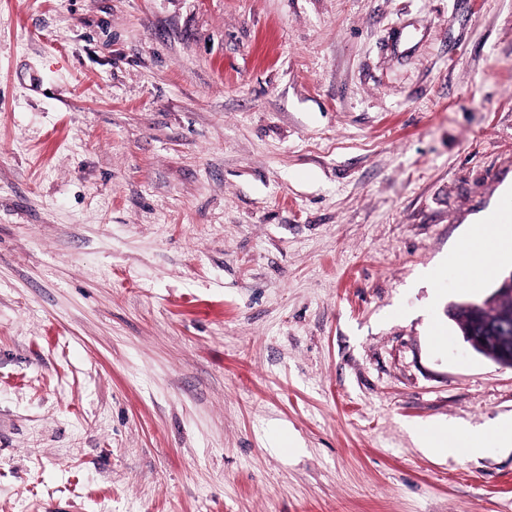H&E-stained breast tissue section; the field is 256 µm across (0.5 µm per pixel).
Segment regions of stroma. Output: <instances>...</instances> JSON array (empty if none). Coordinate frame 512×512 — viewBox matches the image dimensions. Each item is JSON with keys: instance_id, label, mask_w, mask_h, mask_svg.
I'll return each mask as SVG.
<instances>
[{"instance_id": "35a3bbf8", "label": "stroma", "mask_w": 512, "mask_h": 512, "mask_svg": "<svg viewBox=\"0 0 512 512\" xmlns=\"http://www.w3.org/2000/svg\"><path fill=\"white\" fill-rule=\"evenodd\" d=\"M511 191L512 0H0V512H512ZM510 220L512 194H505L498 205L484 215V224L475 230L479 229L472 237L473 250L482 257L476 268L477 278L491 276L496 270V259L512 251V225L501 224ZM509 318L508 315H504L496 325V331L500 336H493L498 340L493 362L512 369V337L510 342V336H508ZM511 434V439H510ZM512 445V424L500 422L495 428L483 435H474L463 429H458L455 436L448 438L445 432L423 429L416 433V441L419 448H427L430 451L451 453L458 442L465 444L474 453H480L493 443H509Z\"/></svg>"}]
</instances>
